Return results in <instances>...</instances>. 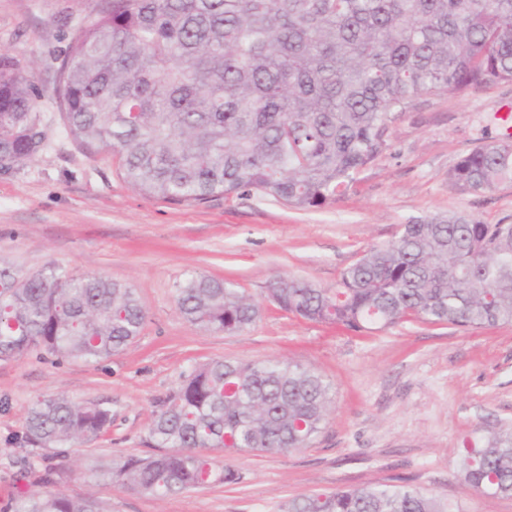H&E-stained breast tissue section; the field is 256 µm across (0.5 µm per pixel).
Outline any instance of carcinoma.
<instances>
[{"label": "carcinoma", "instance_id": "carcinoma-1", "mask_svg": "<svg viewBox=\"0 0 512 512\" xmlns=\"http://www.w3.org/2000/svg\"><path fill=\"white\" fill-rule=\"evenodd\" d=\"M512 82V0H97L59 66L53 96L86 152L120 156L142 195L175 204L250 193L298 210L336 201L388 151L389 122L422 94L464 97ZM45 140L20 61L0 54V152L19 165ZM512 181V142L486 145L448 171L461 192ZM281 309L354 332L408 320L483 328L512 324V224L460 214L399 225L341 272L334 288L280 277ZM176 305L207 332L234 334L260 304L231 282L190 274ZM133 289L96 273L50 266L20 279L0 266V359L43 350L98 363L139 336ZM333 398L316 371L270 358H214L163 401L149 435L163 452L126 457L96 477L148 495L184 493L241 474L212 450L298 452L324 428ZM100 403L37 399L22 442L41 473L8 512H103L94 497L56 489L63 472L44 451L79 447L111 423ZM458 471L469 490L512 496V433L467 442ZM284 512H461L405 485L294 497Z\"/></svg>", "mask_w": 512, "mask_h": 512}]
</instances>
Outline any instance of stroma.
Masks as SVG:
<instances>
[{
	"mask_svg": "<svg viewBox=\"0 0 512 512\" xmlns=\"http://www.w3.org/2000/svg\"><path fill=\"white\" fill-rule=\"evenodd\" d=\"M95 0H0V53L15 56L44 95L45 131L30 162L0 169V264L25 276L53 265L97 273L134 288L145 311L140 336L97 364L54 363L33 352L0 360V510L16 495L25 417L41 396L99 402L112 423L100 438L68 449L61 490L92 496L107 512H281L292 497L367 485H407L458 503L463 512H512V497L464 489L457 461L464 442L512 428V324L464 329L404 322L352 332L305 320L267 302L278 277L335 287L340 272L401 224L464 214L512 223V182L479 193L448 183L473 149L512 127V83L466 97L423 95L390 124L387 153L351 190L324 208L300 211L253 193L202 205L139 194L112 152L86 154L67 133L51 95L58 60ZM201 274L236 283L262 304L260 319L233 335L187 321L177 284ZM215 357L289 360L333 388L332 411L299 452L217 453L236 485L147 496L92 472L156 452L149 438L159 398Z\"/></svg>",
	"mask_w": 512,
	"mask_h": 512,
	"instance_id": "35a3bbf8",
	"label": "stroma"
}]
</instances>
